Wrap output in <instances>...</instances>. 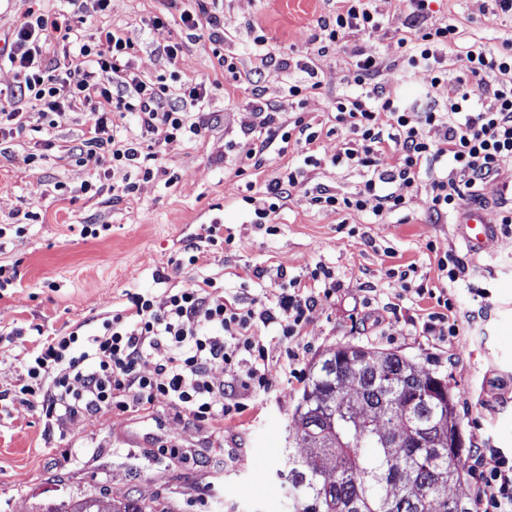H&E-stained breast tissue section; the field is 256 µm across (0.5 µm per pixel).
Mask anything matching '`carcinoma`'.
Segmentation results:
<instances>
[{"mask_svg": "<svg viewBox=\"0 0 512 512\" xmlns=\"http://www.w3.org/2000/svg\"><path fill=\"white\" fill-rule=\"evenodd\" d=\"M366 348H336L309 370L292 420V434L313 431L318 447L305 455L288 451L287 469L291 512H476L467 492L470 472L462 459L464 442L456 405L448 381L421 371L415 363L395 352H379L382 364L373 371L361 361ZM350 378L373 415L359 422L352 418L336 394V381ZM431 386L435 398L417 404L403 421L394 403L408 391ZM441 414L447 427V447L438 449L430 435L433 413ZM408 424L420 426L421 446L392 448L391 432ZM47 512H172L153 503L129 497L120 501L95 497L71 508Z\"/></svg>", "mask_w": 512, "mask_h": 512, "instance_id": "cac0c4a2", "label": "carcinoma"}]
</instances>
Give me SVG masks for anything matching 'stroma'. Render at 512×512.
<instances>
[{"label": "stroma", "instance_id": "obj_1", "mask_svg": "<svg viewBox=\"0 0 512 512\" xmlns=\"http://www.w3.org/2000/svg\"><path fill=\"white\" fill-rule=\"evenodd\" d=\"M373 5L383 18L379 29L323 54L313 34L318 20L334 11V0H216L224 54L252 73L258 94L283 118L301 112L321 130L315 150L322 163L306 167L278 212L273 235L251 224L243 197L260 196L292 155L266 149L261 167L238 174L240 151L261 144L259 120L248 112L242 89L181 23L190 0L174 6L168 0H111L104 15L87 21L86 40H95L103 27L133 39L129 66L141 77L161 76L173 86L206 82L209 97L199 117L209 130L180 144L153 139V178L138 181L133 193L118 200L111 179H99L92 166L77 160L88 126L84 107L57 116L52 149H43L42 133L31 129L0 143V264L17 269L13 287L0 292V330L38 326L63 334L80 323L93 325L123 309L132 289L163 304L169 289L195 282V269L177 272L170 261L183 238L215 214L233 242L223 250L206 249L205 272L223 280L226 291L244 288L270 300L277 286L255 279L253 269L281 268L293 277L318 264L330 267L342 288L313 312L299 337L296 372H272L266 393L219 422L177 419L159 399L144 409L60 419L48 434L39 413L0 400V512H47L83 497L120 500L129 494L168 503L172 512H288L281 470L292 415L311 364L347 344L395 352L446 376L466 447L512 453V232L488 241L483 256H469L451 224L429 222L430 198L423 188L407 210L379 222L368 210L336 215L308 203L319 184L339 192L361 186L358 170L328 162L343 145L332 103L354 88L355 50L379 58L377 81L391 96L411 105L448 100L447 84H432L430 74L406 67L397 44L405 22L401 0ZM483 6V0H432L430 10L434 19L453 20L465 39L512 41V18L484 14ZM165 9L167 27L152 28L151 17ZM258 35L275 47V58L263 62L252 54ZM176 43L181 50L168 60L161 49ZM308 68L316 70L321 89L300 105L287 98L285 86ZM97 180L105 186L100 195L80 193L83 183ZM34 191L40 196L35 221L26 217ZM85 224L107 230L84 238ZM449 252L462 257L465 267L462 282L448 288L460 333L426 336L406 316L417 307L431 309L432 299L418 298L416 291L437 286V260ZM408 265L416 269L408 282L390 276V269ZM161 273L168 282L158 281ZM476 288L488 289V298L474 297ZM31 346L28 336L0 341V392L19 384Z\"/></svg>", "mask_w": 512, "mask_h": 512}]
</instances>
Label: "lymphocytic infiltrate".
Here are the masks:
<instances>
[{
  "instance_id": "1",
  "label": "lymphocytic infiltrate",
  "mask_w": 512,
  "mask_h": 512,
  "mask_svg": "<svg viewBox=\"0 0 512 512\" xmlns=\"http://www.w3.org/2000/svg\"><path fill=\"white\" fill-rule=\"evenodd\" d=\"M72 10L29 11L0 49V63L15 71V83L0 95V138L24 134L31 115L50 120L79 103L88 108V128L78 147L80 163L103 174L122 173L117 191L132 193L137 180L154 175L155 153L145 151L147 135L165 143L203 137L207 125L190 119L186 105L208 96L205 83L187 81L170 89L163 80L146 81L129 72L127 57L134 41L117 31L102 30L96 43L82 40L88 17L107 10L110 0H67ZM407 28L398 45L410 70L428 72L433 83H447L448 103H427L414 110L386 94L374 82L380 62L363 51L354 54L353 92L333 103L336 124L347 132L343 148L330 163L363 173L358 191L333 193L319 187L309 203L322 211H372L380 217L407 208L421 183H428L430 219L438 224L454 216L463 201L499 175L503 159L512 158V43L496 47L463 39L458 26L429 16V0H404ZM215 0H195L180 20L195 41L208 44L212 56L234 82L251 85L234 57L220 49L224 41ZM381 18L372 0H336V9L318 24L321 52L359 33L377 29ZM461 63L456 77L445 66L448 54ZM85 67L70 101L58 95L73 63ZM249 111L261 116L266 143L282 142L302 156L303 165L274 177L262 197L245 196L252 222L266 228L294 186L303 166L318 165L313 153L320 132L313 120L281 119L278 110L259 96H250ZM397 161L385 165L387 155ZM281 291L274 303L262 304L246 291L225 295L209 276L188 288L170 289L164 306L149 294L128 293L124 309L91 329L39 336L28 352L25 375L12 398L39 412L46 421H74L112 409L142 408L167 401L177 418L214 422L244 409L243 399L267 391L272 370H287L298 351L273 354L260 330L273 329L282 340L301 335L320 299L340 290L334 271L316 265L308 277L277 271ZM152 374L141 371L144 360ZM223 365V385L211 380ZM480 475L476 501L481 512H512V457L497 448H483L473 459Z\"/></svg>"
}]
</instances>
